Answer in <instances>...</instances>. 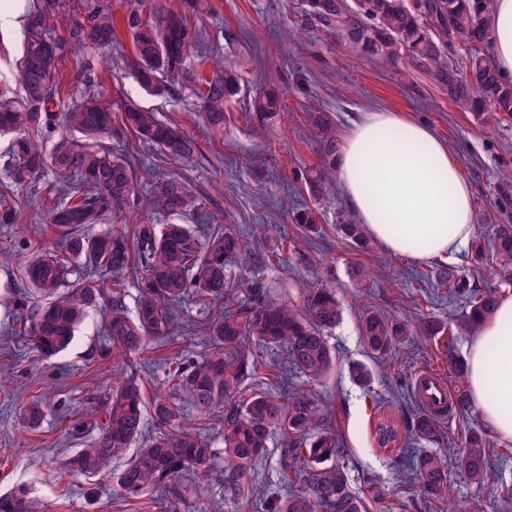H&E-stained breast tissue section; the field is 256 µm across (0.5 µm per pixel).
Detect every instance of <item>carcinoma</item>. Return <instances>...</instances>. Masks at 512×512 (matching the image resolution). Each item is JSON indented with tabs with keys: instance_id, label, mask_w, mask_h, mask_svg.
I'll return each mask as SVG.
<instances>
[{
	"instance_id": "obj_1",
	"label": "carcinoma",
	"mask_w": 512,
	"mask_h": 512,
	"mask_svg": "<svg viewBox=\"0 0 512 512\" xmlns=\"http://www.w3.org/2000/svg\"><path fill=\"white\" fill-rule=\"evenodd\" d=\"M303 15L341 42L362 54L390 62L405 57L433 71L448 101L463 112L491 115L497 123L512 120V81L504 80L489 48L491 34L486 15L493 0H303ZM56 0H45L28 15L30 35L18 80L19 101L0 102V135L13 136L5 171L20 184L35 179L44 166L34 134L61 127L76 132L78 143L62 134L51 155L58 197L48 221L60 234L61 253L46 252L26 270L37 299L18 295L19 334L36 351L50 356L65 349L90 311L110 306L106 336L112 353L120 355L130 371L104 407V419L92 409L72 421V437L82 444L65 465L72 471L98 475L112 468L129 447H142L115 474L117 484L131 497H144L161 505L181 497V479L191 476V486L206 488L215 507L236 509L250 505L260 512H367L366 498L378 499L382 488L373 486L369 496L349 488L333 427L308 389L288 385L291 373L310 382L325 379L334 359L326 333L340 320L333 289L312 281L296 303L272 302L265 289L248 283L231 270L232 260L249 248L244 235L215 224L199 241L181 224L135 222L133 234L122 231L90 233L88 229L109 217L130 215L137 189L128 160L101 148L97 139L113 130L112 120L132 131L147 144L175 158L195 154L196 141L179 129L159 121L154 113L126 104L120 113L86 97L77 106L55 113L51 104L59 96L62 62L74 46L84 50L108 48L116 42L112 4L88 7V15L71 24L64 40L42 37L47 16ZM210 0H181L175 11L161 0L150 5L151 16L132 9L125 23L133 38L134 67L139 85L149 94L172 93L174 86L191 76L188 60L201 47V30H190L189 16L201 18ZM466 57L464 68L454 62ZM239 73L213 61L211 74L201 77L198 111L211 130L224 125L228 103L239 92ZM253 112L266 119L281 111V99L273 91L254 98ZM336 141L323 140L317 165L301 175L308 194L318 198L336 180ZM152 203L171 216L201 212L203 202L180 177L161 175L148 187ZM296 223L312 234L322 230L316 205L303 204ZM336 231L350 245L364 250L368 239L364 225L348 210L336 214ZM471 265L482 268L491 256L496 272L512 278V216L498 218L493 238H476L471 246ZM77 261L87 277L61 288L67 264ZM134 274L140 295L135 315L122 304L121 276ZM434 284L463 298L465 313L457 327L474 332L495 310L499 296L491 288H470L456 266L440 264L431 271ZM192 299L205 313L193 324L207 337L209 352L199 360L175 362L168 369L177 389L187 394L196 414L218 422L223 452L206 437L181 425L179 410L165 397L152 403L154 432L145 435L144 396L136 367L151 341L172 335L177 322L175 308ZM359 332L366 352L382 357L406 337L451 334V326L433 316L413 328L375 311L363 314ZM276 351L278 361L263 362L252 346ZM455 377L450 411L464 415L471 409L465 361L448 358ZM28 428L44 419L42 403L27 405L19 415ZM282 440L276 490L258 474L257 464L272 435ZM438 436V418L418 415L410 425H399L391 416L376 424L375 439L383 451L405 452L406 439L432 442ZM223 459L224 478L215 480L214 464ZM423 498L448 500L451 486L448 460L429 448L410 458ZM463 471L471 483L485 482L491 461L485 433L472 431L462 451ZM0 512H37L30 490L18 485L0 493Z\"/></svg>"
}]
</instances>
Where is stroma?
I'll use <instances>...</instances> for the list:
<instances>
[{"label":"stroma","instance_id":"1","mask_svg":"<svg viewBox=\"0 0 512 512\" xmlns=\"http://www.w3.org/2000/svg\"><path fill=\"white\" fill-rule=\"evenodd\" d=\"M211 12L200 22L208 54L223 57L241 74L238 95L230 104L224 126L206 129L196 106L201 86L189 80L165 97L147 94L130 67L132 36L124 16L130 0H112L117 43L108 51L90 54L95 89L112 106L132 103L184 129L195 138L198 150L189 161L165 156L134 135L105 138L107 146L134 157L139 192H146L153 174L184 178L203 200L206 221L239 230L254 229L248 251L235 271L263 282L272 301L298 298L312 277H321L336 291L342 318L328 338L335 361L331 374L316 392L330 417L343 452L353 491L365 493L369 483L384 488L380 501H368V512H495L501 485H512V461L493 463L482 485L468 482L460 459L465 435L483 428L479 414L444 416L440 436L432 448L448 457L452 502L425 503L407 460L381 452L374 442V425L381 415L394 414L411 421L421 405L416 396L418 375L428 371L445 386H452L447 346L465 355L468 332L425 338L418 335L390 355L375 359L364 349L359 322L365 310H376L399 322L415 324L422 318L458 319L459 299H448L447 289L419 286L414 277L432 265L389 254L377 242L359 251L336 232V212L345 201L339 189L320 198L323 212L320 234L296 224L295 204L307 193L299 174L319 158L321 133L313 124L310 104H319L331 119L329 135L341 138L363 113L395 110L427 124L443 139L462 176L470 183L474 200V233L492 238L493 224L484 214L503 206L495 186L502 170L512 169V123L499 125L489 116L458 111L449 103L433 73L415 63L392 64L364 56L318 27L301 24L300 0H211ZM28 36L25 30L0 28V85L20 96L18 74ZM273 90L283 98V109L273 118L258 121L250 115L256 94ZM52 169H45L37 185L12 186L10 202L18 219L0 224V493L18 483L27 485L41 512H153L147 500L124 497L111 474L87 477L64 471L73 452L71 419L102 407L112 388L124 381L125 365L114 357L104 333L102 310L90 312L65 351L42 357L25 337L15 335L16 309L12 296L23 284V269L38 248L58 249V234L40 221L55 202ZM282 254L269 262L270 251ZM363 263L369 275L363 291L351 288L347 271ZM200 310L186 302L179 310L175 341L150 344L148 361L138 374L146 401L164 396L178 405L187 427L215 437L214 422L198 418L188 397L168 381L164 359H197L208 351L205 337L190 333L189 324ZM372 371L370 388L355 385L351 363ZM41 401L45 417L38 429L23 427L19 408Z\"/></svg>","mask_w":512,"mask_h":512}]
</instances>
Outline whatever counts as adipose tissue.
I'll return each instance as SVG.
<instances>
[{
    "instance_id": "obj_1",
    "label": "adipose tissue",
    "mask_w": 512,
    "mask_h": 512,
    "mask_svg": "<svg viewBox=\"0 0 512 512\" xmlns=\"http://www.w3.org/2000/svg\"><path fill=\"white\" fill-rule=\"evenodd\" d=\"M493 59L512 80V0H494L487 17ZM336 178L358 223L391 254L420 261L461 255L473 237V197L448 151L427 125L376 110L347 130ZM472 405L504 442H512V296L466 346Z\"/></svg>"
}]
</instances>
